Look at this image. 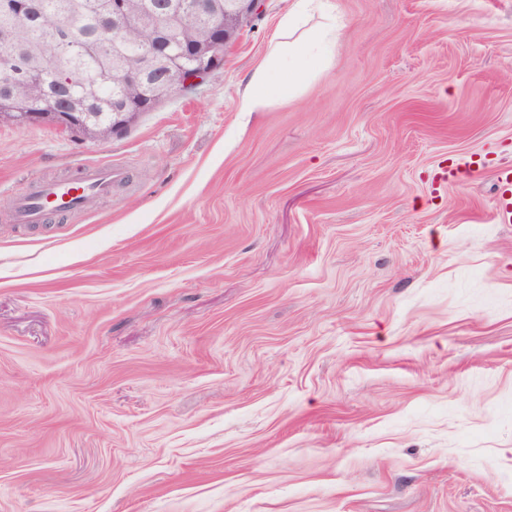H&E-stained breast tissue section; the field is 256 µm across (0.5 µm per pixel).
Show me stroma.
Listing matches in <instances>:
<instances>
[{"instance_id":"obj_1","label":"stroma","mask_w":512,"mask_h":512,"mask_svg":"<svg viewBox=\"0 0 512 512\" xmlns=\"http://www.w3.org/2000/svg\"><path fill=\"white\" fill-rule=\"evenodd\" d=\"M291 3L109 140L0 123V512H512V0H335L241 111ZM288 12L280 19L266 59L255 70L245 87L242 100L244 112H255L277 101L288 100L299 84L298 61L315 65L321 55L311 52L331 43L333 29L328 26L309 27L297 38L295 32L307 24L312 9H319L333 19L332 0H293ZM126 177L123 168L109 163L88 167L79 178L46 182L36 193L16 202L13 219L19 224H39L48 211L80 210L93 196L108 194L112 185ZM497 182L501 188L505 187V190L501 192V195L497 198L494 209L493 219L499 224H511L512 223V168H499L495 171ZM510 187V189H509Z\"/></svg>"}]
</instances>
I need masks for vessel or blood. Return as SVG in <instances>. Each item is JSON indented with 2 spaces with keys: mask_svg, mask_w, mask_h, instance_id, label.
Wrapping results in <instances>:
<instances>
[{
  "mask_svg": "<svg viewBox=\"0 0 512 512\" xmlns=\"http://www.w3.org/2000/svg\"><path fill=\"white\" fill-rule=\"evenodd\" d=\"M125 170L110 164L86 168L82 177L72 180L44 183L33 195L19 199L14 207L13 219L19 224L40 223L46 212H71L84 208L92 197L111 192L114 184L126 179ZM496 179L502 189L497 198L493 218L501 224L512 223V168H500Z\"/></svg>",
  "mask_w": 512,
  "mask_h": 512,
  "instance_id": "obj_1",
  "label": "vessel or blood"
}]
</instances>
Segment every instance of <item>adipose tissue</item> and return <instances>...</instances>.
I'll list each match as a JSON object with an SVG mask.
<instances>
[{
    "label": "adipose tissue",
    "mask_w": 512,
    "mask_h": 512,
    "mask_svg": "<svg viewBox=\"0 0 512 512\" xmlns=\"http://www.w3.org/2000/svg\"><path fill=\"white\" fill-rule=\"evenodd\" d=\"M332 16V0H294L280 19L266 59L255 70L245 87L242 109L255 112L277 101L287 100L299 84L297 62L316 64L317 48L330 44L333 29L329 26L311 27L307 18L312 9Z\"/></svg>",
    "instance_id": "ef3b65f1"
}]
</instances>
